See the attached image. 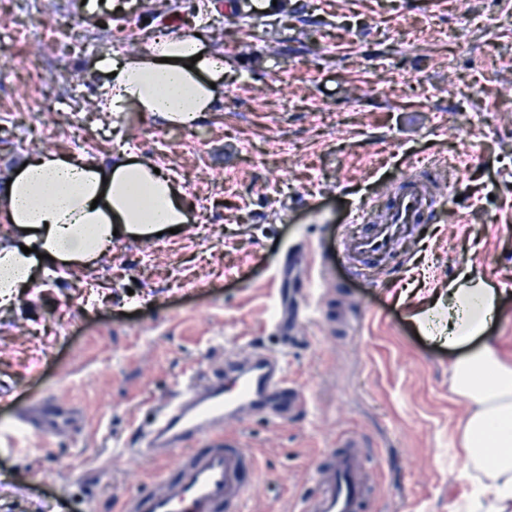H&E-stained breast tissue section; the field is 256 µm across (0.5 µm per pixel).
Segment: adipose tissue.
Here are the masks:
<instances>
[{"label":"adipose tissue","mask_w":512,"mask_h":512,"mask_svg":"<svg viewBox=\"0 0 512 512\" xmlns=\"http://www.w3.org/2000/svg\"><path fill=\"white\" fill-rule=\"evenodd\" d=\"M224 53L191 31L163 34L121 58L98 63L108 78L98 88L106 113L146 112L165 126L190 129L205 119L224 84ZM0 188V222L13 234L0 241V305H14L31 278L58 268L99 262L115 235L148 239L187 224L184 191L156 174L142 157H73L53 151L27 155ZM441 322L419 327L457 355L448 363L450 392L463 399L467 417L458 449L474 495L455 512H512V360L487 335L499 311V292L479 274L448 285Z\"/></svg>","instance_id":"ef3b65f1"}]
</instances>
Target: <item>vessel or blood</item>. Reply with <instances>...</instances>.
I'll return each mask as SVG.
<instances>
[{"instance_id": "1", "label": "vessel or blood", "mask_w": 512, "mask_h": 512, "mask_svg": "<svg viewBox=\"0 0 512 512\" xmlns=\"http://www.w3.org/2000/svg\"><path fill=\"white\" fill-rule=\"evenodd\" d=\"M434 203L423 182L404 177L383 199L361 204L350 221L362 225L345 250L361 260L385 256L401 226L428 220ZM305 395L288 379L283 354L243 343L225 350L219 366L190 378L178 390L156 400L138 428L139 457L177 462L153 485L126 497L122 512H242L254 488L256 461L226 425L261 414L284 419L302 410ZM75 408L46 398L38 417L17 415L0 436L18 445L37 432L77 429ZM368 450L357 436H347L320 470L316 489L299 501L298 512H363Z\"/></svg>"}]
</instances>
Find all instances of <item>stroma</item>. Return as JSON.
Here are the masks:
<instances>
[{
	"instance_id": "1",
	"label": "stroma",
	"mask_w": 512,
	"mask_h": 512,
	"mask_svg": "<svg viewBox=\"0 0 512 512\" xmlns=\"http://www.w3.org/2000/svg\"><path fill=\"white\" fill-rule=\"evenodd\" d=\"M171 27L230 63L197 128L84 110L103 55ZM43 149L147 158L182 187L190 222L114 239L98 265L37 276L0 307V423L45 396L84 418L21 452L0 440V512H120L164 468L124 451L150 406L248 340L282 352L307 398L236 426L260 465L249 512H293L346 435L372 451L369 512H450L469 496L468 406L416 319L431 290L478 271L502 291L490 333L512 359V0H288L240 24L226 0H127L92 19L72 0H0V177ZM427 161L437 218L385 262H348L353 210ZM289 249L318 302L284 335L273 272Z\"/></svg>"
}]
</instances>
